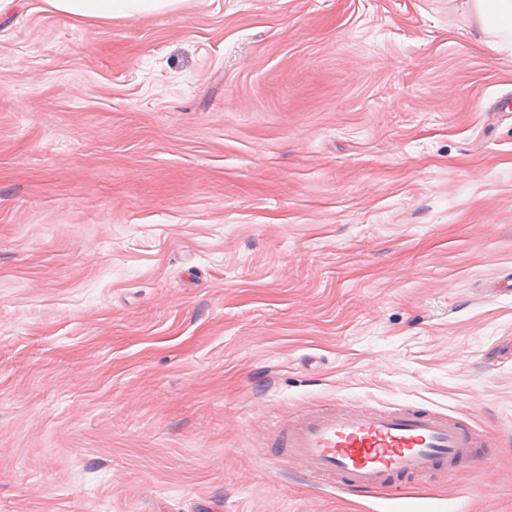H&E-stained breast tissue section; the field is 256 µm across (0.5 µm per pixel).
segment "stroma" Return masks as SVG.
<instances>
[{"mask_svg": "<svg viewBox=\"0 0 512 512\" xmlns=\"http://www.w3.org/2000/svg\"><path fill=\"white\" fill-rule=\"evenodd\" d=\"M512 45L463 0L0 12V512H364L267 446L311 408L486 434L512 512Z\"/></svg>", "mask_w": 512, "mask_h": 512, "instance_id": "1", "label": "stroma"}]
</instances>
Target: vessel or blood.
I'll use <instances>...</instances> for the list:
<instances>
[{"label":"vessel or blood","mask_w":512,"mask_h":512,"mask_svg":"<svg viewBox=\"0 0 512 512\" xmlns=\"http://www.w3.org/2000/svg\"><path fill=\"white\" fill-rule=\"evenodd\" d=\"M483 433L426 411H369L344 406L306 410L282 422L275 447L285 449L301 475L331 477L361 488H386L391 477L423 479L443 464L469 457ZM372 512H428L408 496L384 497Z\"/></svg>","instance_id":"b4317fda"}]
</instances>
